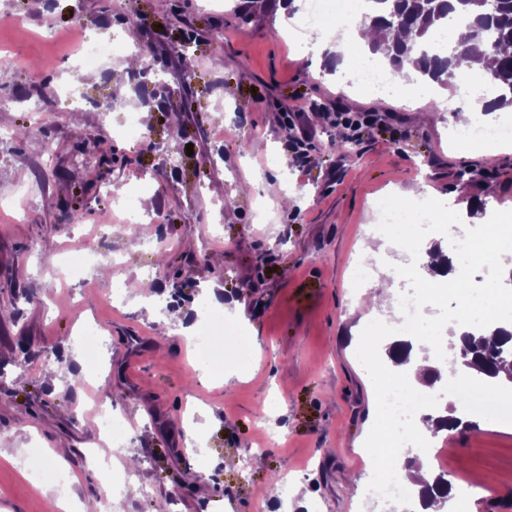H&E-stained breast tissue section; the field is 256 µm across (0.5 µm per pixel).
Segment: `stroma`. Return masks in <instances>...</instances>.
<instances>
[{"label":"stroma","instance_id":"35a3bbf8","mask_svg":"<svg viewBox=\"0 0 512 512\" xmlns=\"http://www.w3.org/2000/svg\"><path fill=\"white\" fill-rule=\"evenodd\" d=\"M284 0H0V512H52L54 488L28 481L30 448L69 442L72 487L82 512H98L105 489L88 455L100 442L94 407L75 378L84 371L83 323L100 337L95 381L133 426L126 448L136 473L115 469L112 512H398L361 499L373 463L362 452L376 413L371 379L356 357L369 319L356 306L373 280L404 283L391 265L403 248L374 232L375 200L403 185L447 202L462 224L512 210V142L495 155L450 137L472 67L451 88L424 95L399 82L407 105L341 82L315 52L281 28ZM137 14L138 29L122 18ZM116 42L91 80L77 70L81 40L62 37L75 16ZM190 50L193 73L180 54ZM69 84L82 104L31 111L40 83ZM118 99L120 108L100 111ZM316 104L387 115L383 129L347 141L321 118L305 167L293 163L278 116ZM135 112L139 133L124 131ZM19 128L30 138L16 137ZM52 153L32 151L29 140ZM138 192L142 241L116 204ZM93 248L118 257L61 283L52 261ZM373 249L363 289L352 269ZM165 253L167 277L156 260ZM141 281L145 297L115 290ZM223 311L249 337L245 364L223 378L201 368L189 346L201 304ZM180 317L184 331L157 332ZM473 428L439 437L454 489L475 486L467 512H512V419L475 416ZM251 457L248 473L225 458ZM211 484L194 486L196 468Z\"/></svg>","mask_w":512,"mask_h":512}]
</instances>
